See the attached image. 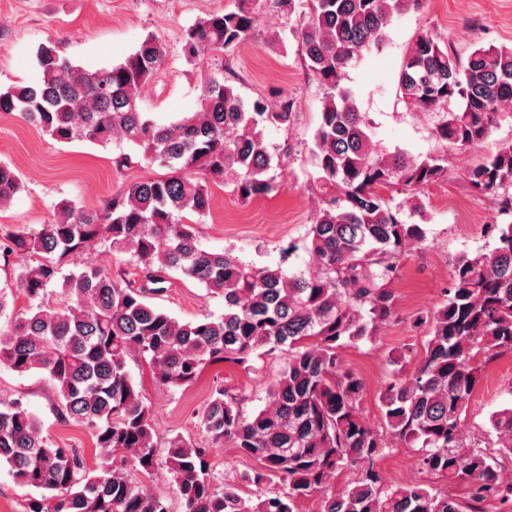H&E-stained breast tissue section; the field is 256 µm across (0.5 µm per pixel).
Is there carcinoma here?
<instances>
[{
  "label": "carcinoma",
  "mask_w": 512,
  "mask_h": 512,
  "mask_svg": "<svg viewBox=\"0 0 512 512\" xmlns=\"http://www.w3.org/2000/svg\"><path fill=\"white\" fill-rule=\"evenodd\" d=\"M425 4L306 0L299 42L324 91L312 149L321 200L308 233L314 266L292 276L280 266L257 267L201 248L188 215L209 212L212 182L233 186L244 202L278 186L279 153L265 130L293 123V98L246 102L230 78L211 75L197 111L160 125L139 107L141 89L167 57L153 34L124 61L95 70L42 44L38 79L0 93V112L18 113L58 143L105 147L120 139L168 169L163 178L127 185L100 210L63 200L52 223L7 246L41 261L20 265L17 286L29 308L10 313L0 295V318L8 317V329H0V366L44 374L59 417L86 426L98 449L91 466L84 450L54 443L20 403L0 407V465L41 491L26 512H44L47 499L50 512H169L164 496L131 475L151 472L158 461L154 417L128 360L141 358L156 382L170 388L194 384L208 364L252 370L255 360L280 352L288 359L265 408L244 413V397L220 384L198 411L211 442L258 466L223 484L207 443L169 441L165 463L183 512H300L301 501L315 493L320 512H481L487 499L512 512V480L502 479L497 458L461 429L487 358L512 351V221L488 225L495 246L460 257L445 299L416 317L428 336L420 348H400V367L378 396L381 428L362 422L364 380L340 355L341 347L393 319L392 284L408 250L426 239L422 225L402 218L404 203L386 192L413 194L445 170L443 157L416 162L379 150L343 80L363 52L384 44L393 15ZM254 23L249 0H239L236 10L212 12L188 28L184 52L231 54ZM397 93L407 108L438 114V139L457 150L477 147L512 114V47H478L463 61L424 32L401 64ZM467 178L475 192L498 198L499 214L512 216V144L470 167ZM21 189L16 172L0 164V207ZM99 242L132 255L140 286L89 265L63 273L62 260ZM172 271L224 297V314L181 322L148 302L166 290ZM58 281L63 302L44 303ZM489 423L497 453L512 460V407L493 412ZM398 442L419 448L420 471L443 487L383 483L377 463ZM343 472L353 479L331 491L330 481ZM460 483L465 498L448 489Z\"/></svg>",
  "instance_id": "cac0c4a2"
}]
</instances>
